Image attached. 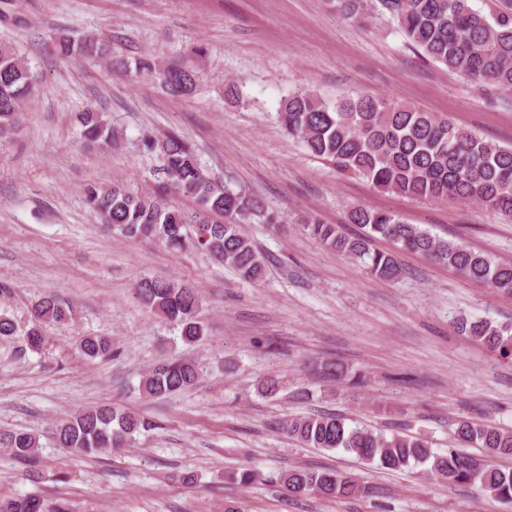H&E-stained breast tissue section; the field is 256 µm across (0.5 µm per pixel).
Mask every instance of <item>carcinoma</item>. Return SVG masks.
Listing matches in <instances>:
<instances>
[{"mask_svg":"<svg viewBox=\"0 0 512 512\" xmlns=\"http://www.w3.org/2000/svg\"><path fill=\"white\" fill-rule=\"evenodd\" d=\"M346 19L374 14L389 15L406 42L425 60L441 64L470 82L512 91V0H494L488 13L473 9L469 0H332ZM60 53L77 51L98 57L114 69L137 78L158 80L173 96L193 93L196 75L189 64L164 65L153 55L135 60L134 67L112 55L109 45L96 36L77 41L56 39ZM37 90L27 64L10 42H0V141L10 139L21 124L26 103ZM279 122L315 158L336 172L363 178L374 188L427 202L479 204L512 219V146H501L455 126L448 118L382 97L346 95L334 101L311 91H297L282 101ZM87 144L109 151L119 141L118 132L96 108L77 115ZM145 147L157 152L165 174L164 192L138 193L120 181L86 187L90 211L115 234L148 240L169 249L190 248L230 267L245 281H258L265 272V258L241 229L247 220L259 219L278 227L283 218L266 207L257 195L234 190L208 177L191 146L175 134L148 138ZM189 198L193 207L168 203L165 194ZM348 221L361 233L349 238L336 224L315 216L303 220L302 229L324 247L358 261L374 279L388 282L400 274L398 254H421L447 266L462 277L484 282L497 292L512 295V264L498 263L455 241L430 234L406 223L391 211L354 206ZM385 240L392 249L373 247ZM135 298L150 311L176 325L180 339L194 346L206 336L200 317L201 302L187 284L150 277L135 285ZM72 320V307L57 294H47L31 311L25 345L38 352L46 345L45 328ZM458 333L512 360V326L488 320L460 319ZM77 349L93 361L112 354V340L86 335ZM204 372L201 363L184 357L158 361L140 377L138 390L145 399L180 393L197 385ZM157 425L145 416L104 403L84 409L56 424L58 447L81 456L126 448L136 436ZM288 435L303 446L341 449L364 464L392 471L430 464L434 475L450 483L470 484L490 498L512 503V468L484 466L456 448L443 454L428 442L402 431L385 432L353 427L347 418L324 413L288 421ZM463 446L482 448L500 457H512V431L490 424L461 420L454 431ZM0 448L25 462L38 452L36 435L0 429ZM242 486L262 480L259 471L245 468L230 474ZM280 487L290 498L316 494L327 499H348L369 493L350 475L330 468L292 467L278 475ZM0 512H66L33 495L0 499Z\"/></svg>","mask_w":512,"mask_h":512,"instance_id":"1","label":"carcinoma"}]
</instances>
